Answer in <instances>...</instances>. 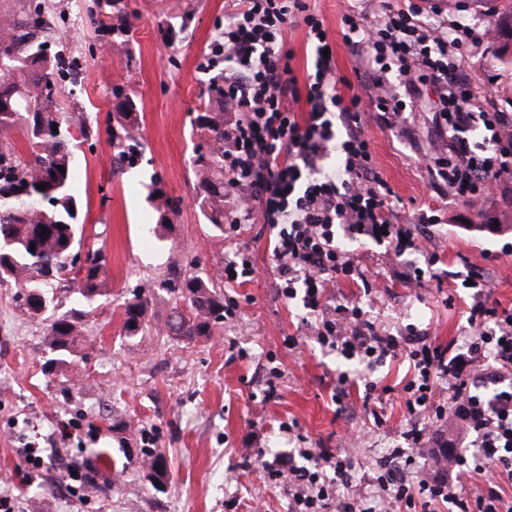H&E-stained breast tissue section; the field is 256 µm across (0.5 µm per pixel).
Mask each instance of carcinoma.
<instances>
[{"label":"carcinoma","instance_id":"cac0c4a2","mask_svg":"<svg viewBox=\"0 0 512 512\" xmlns=\"http://www.w3.org/2000/svg\"><path fill=\"white\" fill-rule=\"evenodd\" d=\"M13 13L1 14L0 23L8 24L0 32V49L11 52L8 68L0 67V282H11L24 289L28 309L41 313L46 321L49 358L45 368L59 363L77 362L74 353L84 318L100 307L107 259L101 249L84 267V276L72 293L79 307L58 311L55 283L68 271L67 256L81 245L79 232L84 227V207L72 189L77 178L73 148L76 142L88 140L91 129L84 122L73 120L62 111L58 102H48L36 112L29 111V93L43 84L61 91L75 83L78 59L67 52L66 44L50 32L49 19L54 16L53 0H15ZM42 16L41 23H27L30 12ZM491 34L498 44V56L512 61V0L491 16ZM208 98L224 105V73L212 71L207 84ZM119 130L112 133V144L120 161L133 164L141 148L136 104L120 87L112 89ZM194 125L213 142L209 156L194 160L197 196L205 216L215 227L224 229V113L197 114ZM80 138H75L73 130ZM20 134L29 153L19 154L10 136ZM45 185L41 191L37 185ZM159 221L158 233L168 228L164 211L168 200L158 188L149 194ZM48 235H41L42 231ZM35 250H30V245ZM175 300H181L187 311L173 307L169 332L177 336H205L224 317V299L213 282L198 275L184 278L180 284L167 288ZM153 288L140 286L133 297L123 303L124 335L134 338L147 326V313ZM145 477L161 482L166 465L152 448L141 450Z\"/></svg>","mask_w":512,"mask_h":512}]
</instances>
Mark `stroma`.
Returning <instances> with one entry per match:
<instances>
[{
	"mask_svg": "<svg viewBox=\"0 0 512 512\" xmlns=\"http://www.w3.org/2000/svg\"><path fill=\"white\" fill-rule=\"evenodd\" d=\"M69 45L81 70L66 110L84 112L97 136L75 152L73 186L87 211L83 237L108 259L106 294L82 328L78 366L45 370L47 336L41 318L28 312L14 285H0V492L12 496L15 512H288V492L267 479L274 464L298 445L349 452L352 480L346 493L371 496L379 463L404 447L414 423L397 386L409 364L386 358L374 368L321 348L305 324L301 302L285 301L273 286L267 233L243 203L230 196L224 214L238 228L217 229L195 202L193 158L208 153L197 134V113L216 111L204 83L207 55L238 0H120L113 24L124 34L92 25L96 0H58ZM336 43L341 74L353 76L355 57L340 33L341 0H310ZM465 69L490 92L501 110L512 113V67L496 57L493 38L466 50ZM123 86L139 106L143 153L136 165L118 167L111 132L115 127L112 90ZM409 135L383 123H367L377 168L391 190L401 224L418 210H438L442 222L420 240L437 253L434 275L424 286L407 283L405 270L387 245L371 240L345 242L362 267L377 276L373 288L340 282L337 301H358L383 335L415 329L445 344L469 333L473 294L467 274L491 277V302L512 307V186L488 200L483 215L448 197L420 167L421 152L437 136L424 113L408 118ZM159 185L172 201L165 239L146 225L159 215L147 195ZM249 248L257 275L243 285L224 282V262ZM194 273L208 275L234 317L221 319L210 335L193 339L167 332L173 300L161 282ZM140 285L154 286L149 327L133 340L122 336V304ZM298 339L297 347L285 342ZM282 377L278 395L264 397L271 368ZM349 374L341 400H333L339 374ZM393 386L383 399L366 398L364 380ZM116 413L126 426L109 429ZM297 422L300 438H288L281 423ZM70 425V436L61 428ZM354 435L357 447L345 449ZM38 448L45 465L34 468L19 456ZM162 453L167 474L154 486L138 467L115 464L141 449ZM85 464L108 492L68 497L64 468Z\"/></svg>",
	"mask_w": 512,
	"mask_h": 512,
	"instance_id": "35a3bbf8",
	"label": "stroma"
}]
</instances>
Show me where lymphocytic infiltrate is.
I'll return each mask as SVG.
<instances>
[{
  "mask_svg": "<svg viewBox=\"0 0 512 512\" xmlns=\"http://www.w3.org/2000/svg\"><path fill=\"white\" fill-rule=\"evenodd\" d=\"M344 43L356 53L354 79L324 56L332 42L308 0H243L210 48L209 65L224 66V109L236 119L224 132L225 194L251 205L269 231L276 288L284 300L302 298L315 321L311 332L324 348L373 363L405 352L413 377L404 387L408 413L430 421L453 412L473 451L453 466L430 457L433 478L411 481L394 449L384 460L373 499L339 496L352 461L326 448H298L268 467L271 481L287 485L290 512H512V308L492 306V285L472 281L474 293L465 352L427 334L378 335L358 302H330L332 288L365 272L342 240L370 239L390 246L397 260L417 250L419 226L439 223L433 210L414 223L393 221L390 190L380 176L364 125L371 115L401 127L430 88L429 119L443 145L418 162L433 183L481 212L485 198L512 181V113L495 109L461 65L462 50L478 40L468 24L430 17L419 0H384L377 12L346 6ZM302 27L307 45L304 75L291 65L286 34ZM341 178H320L331 156ZM446 383L449 404L435 400ZM496 387L486 396V384ZM488 474L487 489L469 496L473 476Z\"/></svg>",
  "mask_w": 512,
  "mask_h": 512,
  "instance_id": "obj_1",
  "label": "lymphocytic infiltrate"
}]
</instances>
